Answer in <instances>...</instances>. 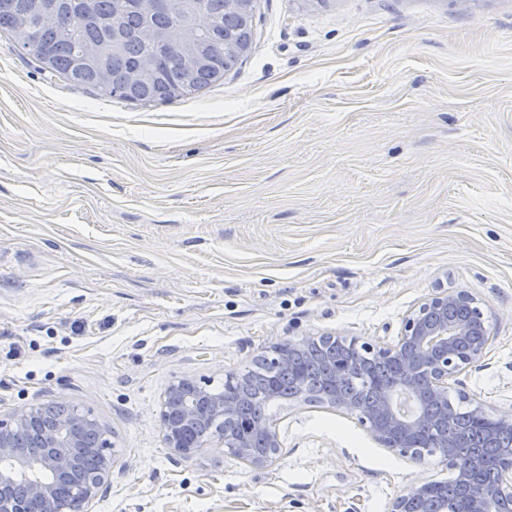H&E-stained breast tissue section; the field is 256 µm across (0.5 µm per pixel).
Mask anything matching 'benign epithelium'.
<instances>
[{
    "label": "benign epithelium",
    "instance_id": "7a95c632",
    "mask_svg": "<svg viewBox=\"0 0 512 512\" xmlns=\"http://www.w3.org/2000/svg\"><path fill=\"white\" fill-rule=\"evenodd\" d=\"M252 32L251 0H226L224 46L239 56L250 48ZM324 337L286 340L266 351L265 360L273 369L285 368L293 355L317 345ZM329 340L347 350L350 357L331 367L333 381L360 365L365 352L396 364V374L380 388L374 405L366 407L355 398L334 388L326 404L357 419L382 447L412 462L422 463L428 455L415 447L414 440L433 431L435 419L425 412L427 402L448 398V379L471 369H479L494 340L484 308L466 291L436 294L403 320L399 336L391 343L371 344L357 337L331 336ZM237 398L231 392L215 394L190 379L172 384L160 412L165 445L181 457L191 458L218 438L224 452L249 467L272 465L280 454L278 433L268 419H259L251 432L262 437L274 453L257 455L248 441L231 432L216 431L211 436L195 432L198 420L211 418L218 423L234 415ZM471 414L478 421L493 420L498 429H512V413L491 411L471 400ZM99 431L91 415L74 407L56 413L48 406H34L8 419H0V512H89L92 502L112 474V445L99 439L95 459L82 465L73 449L80 447V430ZM441 462L452 471L461 488L460 502L452 512H494L496 502L512 499V456L500 468L495 480L478 492L470 489L468 470L450 454ZM434 480L407 488L391 504L390 512H421L419 500L426 496Z\"/></svg>",
    "mask_w": 512,
    "mask_h": 512
}]
</instances>
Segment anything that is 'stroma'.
Wrapping results in <instances>:
<instances>
[{
  "label": "stroma",
  "mask_w": 512,
  "mask_h": 512,
  "mask_svg": "<svg viewBox=\"0 0 512 512\" xmlns=\"http://www.w3.org/2000/svg\"><path fill=\"white\" fill-rule=\"evenodd\" d=\"M465 290L495 340L449 391L512 412V0H257L223 83L103 100L0 35V418L90 412L92 512H389L448 480L295 401L278 460L166 447L168 388L304 336L393 342ZM439 481L426 480L407 488L391 504L390 512H420L419 500L426 496Z\"/></svg>",
  "instance_id": "obj_1"
}]
</instances>
